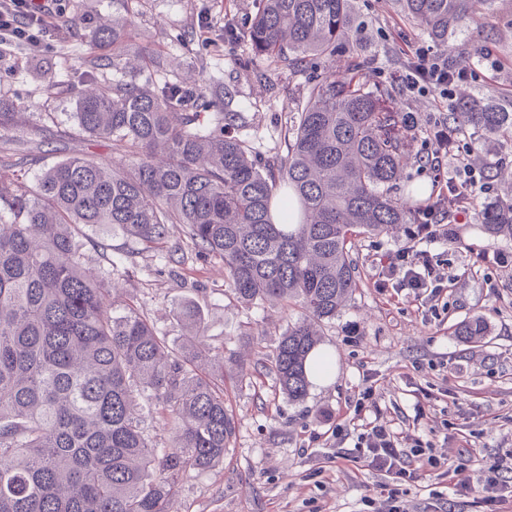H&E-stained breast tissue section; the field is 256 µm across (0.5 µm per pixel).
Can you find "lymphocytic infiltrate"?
Here are the masks:
<instances>
[{"label":"lymphocytic infiltrate","mask_w":512,"mask_h":512,"mask_svg":"<svg viewBox=\"0 0 512 512\" xmlns=\"http://www.w3.org/2000/svg\"><path fill=\"white\" fill-rule=\"evenodd\" d=\"M61 0H0V45L13 40L39 46L41 34L56 30V16L62 15ZM476 71L473 62L450 59L418 47L408 52L394 79L409 96H436L450 100L455 85L469 82ZM459 131L449 128L446 117L433 118L425 139L426 162L440 177L436 184L439 200L425 209L416 223L408 225L407 243L381 268L376 288L379 292L410 291L415 298L438 303L451 281L429 251L430 245L456 239L457 226L470 216L480 193L485 190L484 173L463 152H449V142ZM450 223H443V215ZM354 434L353 447L338 449L345 464L362 466L386 478L387 496L377 512H404L399 496L403 485L418 483L421 475L414 461L445 480L455 495H474L495 507L496 512H512V450L490 464L468 469L461 464L449 467L444 451L427 439L395 430L384 418L373 398L372 388H364L343 424Z\"/></svg>","instance_id":"obj_1"}]
</instances>
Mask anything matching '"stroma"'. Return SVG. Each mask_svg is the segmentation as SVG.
Segmentation results:
<instances>
[{
	"label": "stroma",
	"mask_w": 512,
	"mask_h": 512,
	"mask_svg": "<svg viewBox=\"0 0 512 512\" xmlns=\"http://www.w3.org/2000/svg\"><path fill=\"white\" fill-rule=\"evenodd\" d=\"M356 51H338L328 71L344 73L352 61L364 63L370 85L391 90L399 114L427 120L439 104L411 97L395 88L403 40L429 45L423 31L400 14L398 0H352ZM60 34L39 46L16 41L0 48V104L22 113L18 126L0 130L8 169L25 185L55 162L89 155L110 162L120 153L111 142L74 135L75 87L88 59L108 82L161 83L196 80L199 88L222 96L224 109L241 113L235 129L264 161L283 151V136L303 102L309 77L295 75L263 56L248 40L256 0H141L135 29L125 54L132 68L115 71L111 51L90 49L89 37L100 22L122 12L121 0H63ZM208 19V32L199 22ZM231 37H224L225 27ZM437 52L476 61L474 78L456 91L457 98L480 96L512 112V10L503 9L469 24ZM47 132L48 145L34 152L30 129ZM473 163L497 165L490 194L480 195L457 237L435 244L430 252L453 277L447 306H420L413 295H383L375 282L381 258L405 245L403 225L357 242L358 286L347 307L322 326L319 350L331 361L328 381L312 380L307 398L288 402L266 370L274 348L296 309L279 303H240L224 284L221 263L196 256L181 225L170 229L180 243L184 264L171 262L168 250H146L121 231L108 227L85 231V252L96 259L95 245L112 247L121 288L114 310L137 305L160 335L182 341L175 307L199 306L206 343L226 356L224 402L235 433L224 462L213 470L190 472L170 500L168 512H372L383 481L366 468H348L335 458L331 432L364 387H372L384 414L397 429L415 427L444 445L449 466L461 462L466 441L478 442L485 460L512 448V238L490 237L481 212L490 197L512 195V148L498 141L468 136ZM422 139L410 142L398 196L412 188L432 194L437 174L421 163ZM484 317L485 343L456 338L461 321ZM406 512H488L474 497L451 498L442 480L423 479L401 496Z\"/></svg>",
	"instance_id": "1"
}]
</instances>
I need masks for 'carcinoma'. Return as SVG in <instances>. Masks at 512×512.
<instances>
[{
  "mask_svg": "<svg viewBox=\"0 0 512 512\" xmlns=\"http://www.w3.org/2000/svg\"><path fill=\"white\" fill-rule=\"evenodd\" d=\"M512 0H400L402 14L445 44L479 14ZM130 14L112 17L90 45L112 43L123 68ZM351 0H258L248 31L256 53L317 82L284 135V154L260 164L228 132L240 115L180 83L76 89L75 135L112 141L120 161L85 155L57 162L28 187L0 179V512H167L180 480L213 470L235 423L224 385L199 370L224 371V355L201 342L200 311L177 307L188 343L160 335L130 306L112 311V270L90 266L82 228L109 226L140 244L167 243L182 224L200 257H215L224 283L245 304L300 308L276 346L271 371L291 403L306 399L320 326L357 287L354 237L411 224L391 187L406 151L388 93L364 79L322 74L350 46ZM218 110L214 129L189 108ZM448 120L512 142V113L485 98L456 104ZM492 237H512V200L483 208ZM477 316L454 335L479 343ZM170 433L161 447L147 420Z\"/></svg>",
  "mask_w": 512,
  "mask_h": 512,
  "instance_id": "carcinoma-1",
  "label": "carcinoma"
}]
</instances>
